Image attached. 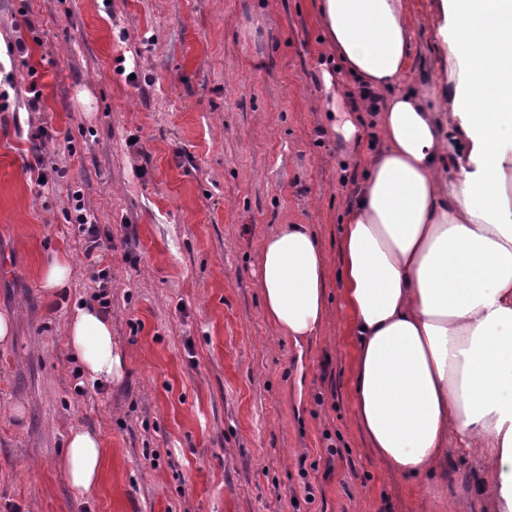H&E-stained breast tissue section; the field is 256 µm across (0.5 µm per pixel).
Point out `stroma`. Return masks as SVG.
<instances>
[{
  "label": "stroma",
  "instance_id": "1",
  "mask_svg": "<svg viewBox=\"0 0 512 512\" xmlns=\"http://www.w3.org/2000/svg\"><path fill=\"white\" fill-rule=\"evenodd\" d=\"M316 4L0 0V42L30 43L0 112V312L15 319L0 346V512H491L459 449L434 498L359 432L337 271L377 130ZM406 4L399 87L445 94L436 0ZM33 83L37 112L23 107ZM40 126L50 138L31 142ZM39 158L43 186L26 170ZM76 190L112 236L104 264L70 222ZM285 224L312 226L328 268L326 322L299 343L268 321L252 275ZM57 256L71 278L52 298L41 272ZM102 267L128 376L81 395L68 316ZM78 427L104 449L90 497L58 468Z\"/></svg>",
  "mask_w": 512,
  "mask_h": 512
}]
</instances>
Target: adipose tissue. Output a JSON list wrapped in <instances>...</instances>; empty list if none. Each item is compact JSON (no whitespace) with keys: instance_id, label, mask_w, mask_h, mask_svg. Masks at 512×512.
I'll list each match as a JSON object with an SVG mask.
<instances>
[{"instance_id":"1","label":"adipose tissue","mask_w":512,"mask_h":512,"mask_svg":"<svg viewBox=\"0 0 512 512\" xmlns=\"http://www.w3.org/2000/svg\"><path fill=\"white\" fill-rule=\"evenodd\" d=\"M319 19L364 91H382L381 148L342 228L343 302L358 425L389 472L448 476V448L485 461L480 491L512 512V0H440L433 25L450 95L399 90L412 34L406 0H320ZM327 268L315 234L288 224L263 242L254 279L270 321L318 336ZM68 343L90 382L118 384L126 353L85 304ZM98 436L70 432L58 466L91 494Z\"/></svg>"}]
</instances>
